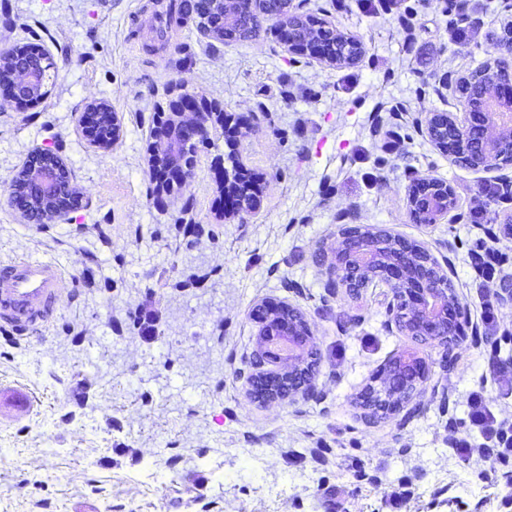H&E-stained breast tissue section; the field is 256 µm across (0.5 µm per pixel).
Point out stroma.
Returning a JSON list of instances; mask_svg holds the SVG:
<instances>
[{
	"instance_id": "35a3bbf8",
	"label": "stroma",
	"mask_w": 512,
	"mask_h": 512,
	"mask_svg": "<svg viewBox=\"0 0 512 512\" xmlns=\"http://www.w3.org/2000/svg\"><path fill=\"white\" fill-rule=\"evenodd\" d=\"M161 3L0 0V49L24 42L51 63L42 101L0 99V265L35 257L64 273L41 339L0 352V386L38 397L23 413L0 408V512H101L107 502L114 512H456L461 500L471 512H512V490L476 475L495 461H462L449 444L478 438L473 398L512 417V388L487 365L493 351L512 359V308H500L493 340L465 335L443 349L397 331L384 285L353 299L326 275L347 226L424 244L449 262L462 307L478 294L469 245L506 253L512 280V196L484 199L483 223L470 218L472 195L488 180L511 185L512 167L461 165L420 130L430 112L464 121L459 84L493 59L486 35L512 21V0H467L452 15L443 0H293L361 42L350 64L294 53L267 20L224 42L163 16ZM172 81L209 108L250 114L231 150L264 179L245 221L214 211L212 160L231 152L222 145L199 153L165 207L154 204L147 133ZM91 104L119 118L110 148L73 121ZM377 110L404 138L387 156L370 129ZM37 148L62 161L79 199L46 226L22 219L11 197ZM428 178L457 197L438 224L409 212L410 187ZM188 221L199 226L189 237ZM84 263L97 265L94 279L78 278ZM150 297L161 318L145 342L129 314ZM258 303L303 315L321 355L315 398L248 392ZM408 351L429 369L417 411L366 421L365 387ZM78 370L97 385L72 417L61 399Z\"/></svg>"
}]
</instances>
